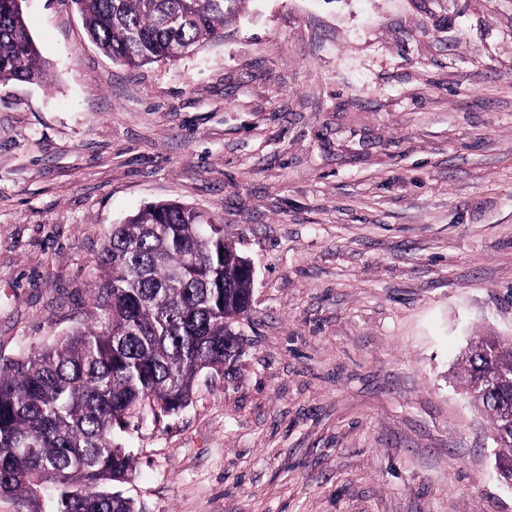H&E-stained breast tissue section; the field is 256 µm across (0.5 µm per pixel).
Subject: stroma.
<instances>
[{
    "instance_id": "obj_1",
    "label": "stroma",
    "mask_w": 512,
    "mask_h": 512,
    "mask_svg": "<svg viewBox=\"0 0 512 512\" xmlns=\"http://www.w3.org/2000/svg\"><path fill=\"white\" fill-rule=\"evenodd\" d=\"M0 85V356L93 321L113 225L178 201L254 268L242 354L123 434L138 512H512L453 374L512 337V0H250L129 68L26 0ZM25 0H0V84L42 82L45 65L23 12Z\"/></svg>"
}]
</instances>
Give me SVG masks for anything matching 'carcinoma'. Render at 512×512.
I'll return each instance as SVG.
<instances>
[{"label": "carcinoma", "mask_w": 512, "mask_h": 512, "mask_svg": "<svg viewBox=\"0 0 512 512\" xmlns=\"http://www.w3.org/2000/svg\"><path fill=\"white\" fill-rule=\"evenodd\" d=\"M0 0V84L41 82L45 65L23 12ZM93 43L129 67L175 60L223 36L250 0H72ZM97 321L37 352L0 358V497L23 512H136L112 491L130 478L115 432L141 410L189 405L198 376L241 356L238 324L253 279L243 256L201 212L175 201L138 211L98 256ZM487 416L497 452L512 462V340L473 337L457 374Z\"/></svg>", "instance_id": "carcinoma-1"}]
</instances>
